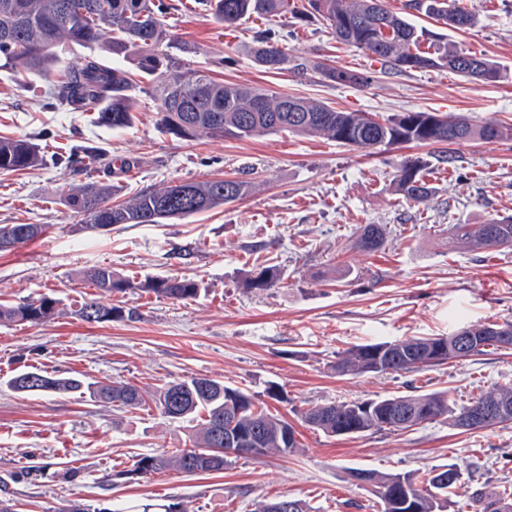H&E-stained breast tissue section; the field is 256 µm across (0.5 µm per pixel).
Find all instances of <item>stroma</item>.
<instances>
[{"label":"stroma","mask_w":512,"mask_h":512,"mask_svg":"<svg viewBox=\"0 0 512 512\" xmlns=\"http://www.w3.org/2000/svg\"><path fill=\"white\" fill-rule=\"evenodd\" d=\"M173 2L166 22L189 47V63L225 83L313 98L378 120L429 111L512 124V0H462L478 20L467 30L426 17L416 21L447 34L449 44L503 65L502 79L493 84L445 69L387 72L338 44L322 22L289 19L284 47L290 58L319 56L372 72L374 83L363 88L313 73L265 72L251 54L264 21L252 18L229 30L197 0ZM45 89L42 79L21 81L0 70V136L26 137L46 155L39 167L0 175V224L47 227L40 238L0 253V299L47 294L65 304L62 315L40 325L0 324V499L15 512H58L73 500L98 508L181 501L191 512H252L255 500L281 497L304 500L313 512H379L375 497L347 482L353 467L413 473L460 465L464 484L449 497L447 512H468L473 491L512 489V423L471 433L441 419L398 434L332 437L299 414L307 402L415 390L446 392L461 402L512 384V351L402 375L339 377L329 368L337 352L356 344L512 320V250L448 242L450 225L512 217V141L454 145V166L437 172L436 194L417 206L395 192L392 176L404 158L432 160L433 145L365 152L288 132L184 141L160 131L145 85L134 90L138 118L125 131L59 109ZM88 140L107 150L91 173L56 164L57 156ZM245 172L257 188L242 203L162 224L89 232L83 216L61 202L65 190L90 177L114 184L122 200L150 185ZM363 224L386 225L383 250L357 248ZM264 260L281 270L282 283L260 292L243 288ZM94 264L138 278L195 276L207 292L184 302L129 293L123 302L132 318L90 324L70 304L93 295L78 272ZM30 365L148 391L168 380L208 376L262 398L276 382L288 399L269 407L294 423L299 447L288 457L242 456L210 474L120 479L117 471L131 468L139 455L188 444L190 423L148 409L123 412L76 394L9 390L6 380Z\"/></svg>","instance_id":"1"}]
</instances>
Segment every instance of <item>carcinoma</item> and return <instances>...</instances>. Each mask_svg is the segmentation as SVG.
I'll list each match as a JSON object with an SVG mask.
<instances>
[{
  "mask_svg": "<svg viewBox=\"0 0 512 512\" xmlns=\"http://www.w3.org/2000/svg\"><path fill=\"white\" fill-rule=\"evenodd\" d=\"M205 6L224 28H235L252 17L269 22L287 15L304 22L323 21L336 42L351 46L403 72L446 68L468 80L490 84L503 77L498 63L448 46V41L427 43L429 33L419 30L407 16L414 13L442 21L456 30L477 23L475 15L449 0H403L402 11L387 8L384 0H206ZM163 0H0V70L38 77L51 83L50 93L59 108L88 112L91 122L123 130L137 120L132 74L122 61L133 58L137 75L149 81L157 101V124L177 139L247 138L288 131L319 135L359 150L382 145H454L471 140H512V126L489 121L476 125L464 116L437 112H401L383 122L363 112L338 111L324 103L294 95L264 91L241 84H226L206 71L178 65L169 49L178 37L164 22ZM80 46L104 48L112 54L108 64L94 54L77 65L64 64L65 52ZM255 60L275 73L290 66L345 86L367 87L373 77L339 68L319 57L292 62L280 36L269 28L256 41ZM106 152L95 145L80 147L61 158L73 170L84 171L102 161ZM46 161L29 139L0 137V174L25 171ZM429 163L406 159L397 167L395 191L406 201L422 204L434 195ZM256 188L249 178L171 181L141 189L128 201L112 203L114 186L88 181L62 196L63 205L85 218L82 229L91 232L117 224H161L249 198ZM44 224H0V238H15L20 247L40 237ZM463 241L479 249H512V219L483 224H454L449 242ZM387 243L382 224L359 227L356 246L365 252L382 250ZM80 280L98 290L83 300L79 317L105 323L132 316V312L103 297L136 290L176 302L193 300L206 290L204 281L188 275L148 276L142 280L110 266L94 265L80 271ZM281 272L274 265L256 268L244 282L250 290L274 288ZM61 301L50 295L19 303L0 300V323L39 325L54 319ZM512 327V321L479 322L447 335L416 336L392 341L357 344L336 353L330 368L338 376L414 373L465 360L488 350H508L494 331ZM469 339L466 351L459 340ZM6 387L17 394L73 392L130 412L154 408L171 420H201L192 444L175 450L143 454L119 478H140L164 470L188 475L224 470L231 456H288L298 448L296 431L288 418L270 412L266 402L239 388L207 376L173 380L149 392L130 382L84 383L73 376L51 374L33 367L12 376ZM311 428L328 436H361L370 431L409 430L441 417L466 431L490 429L512 422V385L494 386L459 403L446 392L393 395L350 402L309 404L300 411ZM234 426L250 440L234 454L216 442L222 426ZM348 479L364 482L378 499L381 512H444L448 492L462 487L464 473L456 465L423 473H382L370 469L347 470ZM474 512H512V495L504 491H476Z\"/></svg>",
  "mask_w": 512,
  "mask_h": 512,
  "instance_id": "obj_1",
  "label": "carcinoma"
}]
</instances>
